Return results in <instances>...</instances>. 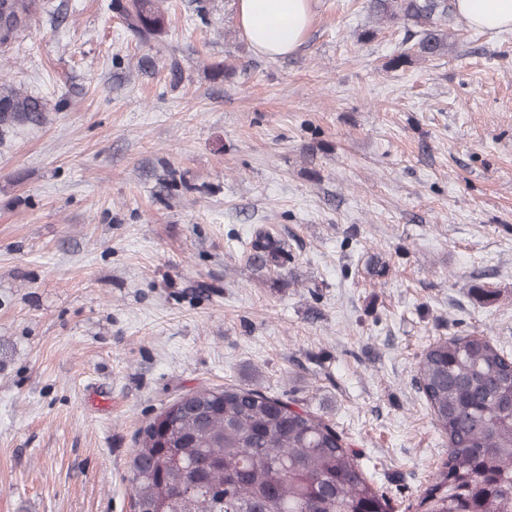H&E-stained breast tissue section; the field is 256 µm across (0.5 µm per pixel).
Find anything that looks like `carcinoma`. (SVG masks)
<instances>
[{
	"label": "carcinoma",
	"instance_id": "cac0c4a2",
	"mask_svg": "<svg viewBox=\"0 0 512 512\" xmlns=\"http://www.w3.org/2000/svg\"><path fill=\"white\" fill-rule=\"evenodd\" d=\"M388 25L418 28L398 68L448 51L450 0H370ZM141 38L167 26L159 0H112ZM47 11L45 0H0V49ZM46 120L41 98L0 81V145ZM260 266L279 265L286 242L259 230ZM418 391L448 448L415 512H512V356L484 336H450L422 353ZM130 482L142 512H388L390 504L340 432L305 405L252 389H205L167 407L133 451Z\"/></svg>",
	"mask_w": 512,
	"mask_h": 512
}]
</instances>
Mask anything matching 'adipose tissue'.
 <instances>
[{
	"label": "adipose tissue",
	"mask_w": 512,
	"mask_h": 512,
	"mask_svg": "<svg viewBox=\"0 0 512 512\" xmlns=\"http://www.w3.org/2000/svg\"><path fill=\"white\" fill-rule=\"evenodd\" d=\"M455 9L476 29L512 30V0H455ZM238 18L255 52L282 57L298 49L311 25L310 0H238Z\"/></svg>",
	"instance_id": "obj_1"
}]
</instances>
